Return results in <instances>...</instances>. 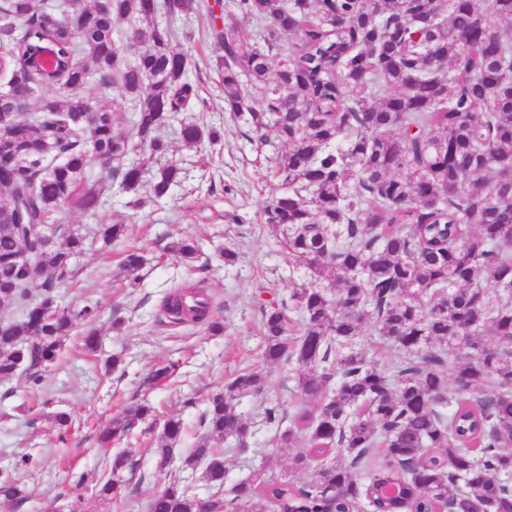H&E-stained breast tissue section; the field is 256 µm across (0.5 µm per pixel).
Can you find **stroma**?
Returning a JSON list of instances; mask_svg holds the SVG:
<instances>
[{"mask_svg": "<svg viewBox=\"0 0 512 512\" xmlns=\"http://www.w3.org/2000/svg\"><path fill=\"white\" fill-rule=\"evenodd\" d=\"M234 8L233 0H218L183 24L182 48L190 54V81L205 101V109L180 113L179 122L200 121L220 129V154L209 145L183 147L177 125L164 127L161 138L168 144L166 162L182 167L181 184L161 200L146 199L141 208L128 206L118 187H106L103 205L94 218L72 211L68 223L83 225L124 224L128 231L111 248L89 242L77 260L75 281L61 288L63 304L96 306L102 344L99 352L87 354L75 341H67L41 386L33 388L23 377L0 384V470L11 469L23 454L34 455L35 468L18 472L26 499L23 503H0V512H70V484L84 475L83 512H146V502L169 481L180 478L178 466L166 473L156 470L155 432L149 421L139 423L125 440L136 464L126 473V487L117 500L95 498L91 486L108 472L112 449L99 447L97 435L112 420L122 417L141 402H149L157 419L175 415L183 419L185 434L175 448L178 459L192 448L200 431L198 422L207 396L224 381L244 369L264 371L261 394L240 400L239 409L255 416L262 401L279 402L293 411L301 402L296 390L295 366H270L262 359L263 311L286 298L304 278L302 269L288 263L283 244L262 221L264 208L280 191L274 173L278 145L269 141L259 147L249 140L244 119L225 112L223 91L215 69L219 54L209 33ZM189 237L199 246V257L183 261L166 253V245ZM238 254L234 265L218 259L223 248ZM137 250L146 262L138 273L139 283L128 287L119 274L127 251ZM203 282L214 297V316L224 325L211 333L206 324L175 325L165 321L167 294L181 285ZM121 363L105 373L106 359ZM182 362V377L145 391L141 382L156 364ZM68 412L72 426L60 433L53 415ZM225 487H232L258 470L294 482L314 479V468L291 471L302 443L278 447L274 433L258 430L247 449L234 441L223 443Z\"/></svg>", "mask_w": 512, "mask_h": 512, "instance_id": "obj_1", "label": "stroma"}]
</instances>
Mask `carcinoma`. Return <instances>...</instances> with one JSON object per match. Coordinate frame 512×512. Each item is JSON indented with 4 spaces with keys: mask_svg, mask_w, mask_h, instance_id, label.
<instances>
[{
    "mask_svg": "<svg viewBox=\"0 0 512 512\" xmlns=\"http://www.w3.org/2000/svg\"><path fill=\"white\" fill-rule=\"evenodd\" d=\"M204 9L213 6L88 0L73 27L69 0H0V78L16 92L0 101V128L12 135L0 149V304L20 311L0 319L1 383L21 375L40 386L77 325L87 326L85 348L97 349L95 308L63 306L57 289L74 279L86 236L107 248L125 225L97 224L85 235L73 226L49 241L27 228L103 204L86 174L91 156L111 161L104 178L132 208L144 184L159 200L180 182L182 168L158 165L166 152L158 131L198 94L178 30L156 17L187 20ZM241 20L259 35L241 36ZM211 38L223 51L224 111L245 118L255 141L272 132L281 143L283 190L264 224L306 281L265 310L262 357L295 362L297 391L310 403L291 415L269 404L260 415L280 446L304 444L294 468L314 463L316 475L298 485L260 471L221 497L220 443L255 434L238 404L261 392L264 375L245 371L209 396L202 432L181 458L211 488L207 505L173 481L147 512H429L445 500L454 512H512V0H236ZM47 46L50 70L41 65ZM93 77L100 96L92 102L83 89ZM115 95L146 103L127 132L117 127ZM179 139L215 146L220 133L188 122ZM131 152L142 159L122 163ZM167 250L185 260L197 253L188 239ZM143 264L137 252L121 262L130 285ZM211 309L196 283L170 295L163 312L218 332ZM368 325L397 359L385 363L359 343ZM178 371L169 361L147 384ZM150 413L138 405L99 432L98 444L128 436ZM182 433L181 418L164 421L159 471ZM129 460L125 449L113 456L98 497L121 493ZM22 498L14 475L0 472V500Z\"/></svg>",
    "mask_w": 512,
    "mask_h": 512,
    "instance_id": "carcinoma-1",
    "label": "carcinoma"
}]
</instances>
